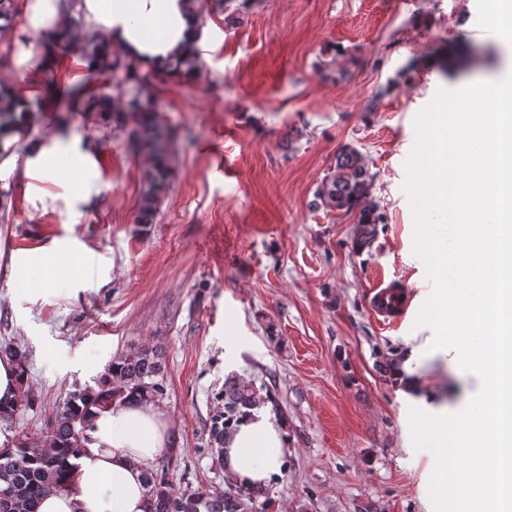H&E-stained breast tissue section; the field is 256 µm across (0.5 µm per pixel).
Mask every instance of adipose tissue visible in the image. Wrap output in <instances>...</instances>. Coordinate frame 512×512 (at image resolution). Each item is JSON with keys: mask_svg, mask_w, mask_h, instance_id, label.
Returning <instances> with one entry per match:
<instances>
[{"mask_svg": "<svg viewBox=\"0 0 512 512\" xmlns=\"http://www.w3.org/2000/svg\"><path fill=\"white\" fill-rule=\"evenodd\" d=\"M78 7L87 23L106 32L111 50L133 57L144 68L167 66L173 52L185 42L182 0H80ZM496 106L489 120L473 119L474 134L490 143L492 153H512V84L495 88ZM35 174L53 176L58 167L85 172L90 161L78 146L45 141L32 148ZM501 220L493 227L473 225L476 243L470 251L448 252L437 237L428 247L435 271L446 266L465 270L468 287L485 289L484 307L469 312L468 326L479 329L481 346L463 350L464 361L474 363L476 389L459 412L456 426L448 424V402L424 380L409 378L405 387L419 399L433 401L437 415L429 434L434 453L474 439L479 443L481 483L471 488L459 476L440 471L431 474L430 485L440 498L455 495L473 503V512H496L502 493L503 465L512 461V318L498 313L499 291L484 288L490 260L512 266V205L492 200ZM69 255L55 253L49 261H36L13 270V288L32 291L47 287L68 273ZM168 423L156 403L116 406L96 414L83 442L85 452L66 487L48 490L39 512H147L149 500L145 474L167 444ZM289 455L286 428L270 406L251 410L224 439L225 473L231 481L266 486L283 473Z\"/></svg>", "mask_w": 512, "mask_h": 512, "instance_id": "obj_1", "label": "adipose tissue"}]
</instances>
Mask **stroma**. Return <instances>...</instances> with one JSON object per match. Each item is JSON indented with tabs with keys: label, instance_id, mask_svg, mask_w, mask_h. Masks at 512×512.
<instances>
[{
	"label": "stroma",
	"instance_id": "35a3bbf8",
	"mask_svg": "<svg viewBox=\"0 0 512 512\" xmlns=\"http://www.w3.org/2000/svg\"><path fill=\"white\" fill-rule=\"evenodd\" d=\"M30 2L16 0L0 32V85L42 104L25 134L0 140V345L26 351L31 403L0 437L41 433L115 355L154 347L169 450L153 466L176 489L224 488L209 429L234 375L275 392L286 416V475L270 484L267 512H462L434 497L429 476L472 477L473 444L433 453L425 415L401 401L395 377L432 335L414 325L431 284L402 185L413 120L436 91L512 75L497 0H256L244 11L205 0L197 77L153 91L176 137L147 226L135 222L143 159L121 132L66 113L73 74L92 89L104 77L72 53L42 65ZM48 131L90 152L81 197L64 175L29 174ZM346 144L366 156L383 217L363 248L356 215L313 205ZM57 250L76 260L69 277L13 288L15 264ZM380 277L408 301L389 326L367 307ZM420 373L444 387L452 416L474 388L452 351Z\"/></svg>",
	"mask_w": 512,
	"mask_h": 512
}]
</instances>
